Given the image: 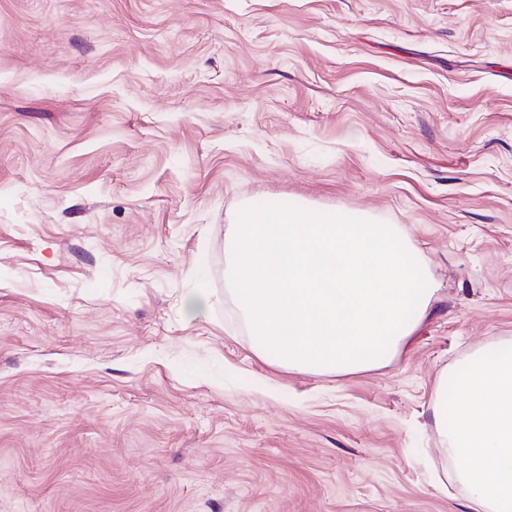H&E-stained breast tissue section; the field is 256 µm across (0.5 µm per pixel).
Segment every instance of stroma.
<instances>
[{"label": "stroma", "instance_id": "35a3bbf8", "mask_svg": "<svg viewBox=\"0 0 512 512\" xmlns=\"http://www.w3.org/2000/svg\"><path fill=\"white\" fill-rule=\"evenodd\" d=\"M284 202L424 258L390 362L256 353L226 238ZM505 338L512 0H0V512H472L435 387Z\"/></svg>", "mask_w": 512, "mask_h": 512}]
</instances>
